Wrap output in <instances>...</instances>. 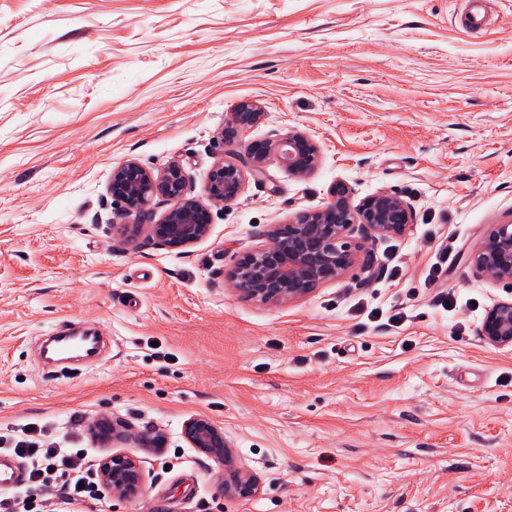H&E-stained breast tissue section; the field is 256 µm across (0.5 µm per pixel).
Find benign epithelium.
<instances>
[{
    "mask_svg": "<svg viewBox=\"0 0 512 512\" xmlns=\"http://www.w3.org/2000/svg\"><path fill=\"white\" fill-rule=\"evenodd\" d=\"M263 113L253 103H242L231 113L229 125L250 127ZM319 161L315 142L299 131L277 139L254 141L244 148L241 164L218 161L212 167L206 197L208 203L190 195L183 166L171 163L154 173L134 160L112 170L110 192L125 205L124 214L136 215L146 224L148 235L170 249H182L205 239L212 221L211 206L235 201L245 174L261 176L267 166L278 163L293 175L311 173ZM165 198L169 208L157 222L146 210L153 197ZM411 224L406 202L388 192L376 193L354 203L350 188L335 184L327 202L315 211H302L288 224L270 230L269 243L242 254L229 272L236 289L266 305L299 300L319 286L342 278L358 262H373L371 245L379 239L404 234ZM475 271L483 276L512 280V222L495 224L471 256ZM495 346L512 347V301H500L487 312L480 329ZM183 434L190 447L209 453L228 466L224 493L249 497L256 479L243 468L231 467L232 443L222 428L203 417L185 421ZM100 482L120 499L141 492L144 473L141 461L116 452L98 460Z\"/></svg>",
    "mask_w": 512,
    "mask_h": 512,
    "instance_id": "1",
    "label": "benign epithelium"
}]
</instances>
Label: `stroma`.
<instances>
[{"label":"stroma","instance_id":"1","mask_svg":"<svg viewBox=\"0 0 512 512\" xmlns=\"http://www.w3.org/2000/svg\"><path fill=\"white\" fill-rule=\"evenodd\" d=\"M463 5L0 0V429L67 448L128 422L135 440L92 442L143 466L111 512H512V347L480 334L512 283L470 263L512 221V0H487L472 34ZM241 102L264 117L228 134ZM293 129L317 168L245 176L201 242L169 249L133 216L113 236V168L180 163L201 199L215 162ZM339 181L357 202L400 196L409 229L290 304L231 287L241 253ZM66 321L112 347L52 374L36 344ZM198 416L252 497L189 446ZM256 491V479L243 468H229L224 472V493L232 497H249Z\"/></svg>","mask_w":512,"mask_h":512}]
</instances>
